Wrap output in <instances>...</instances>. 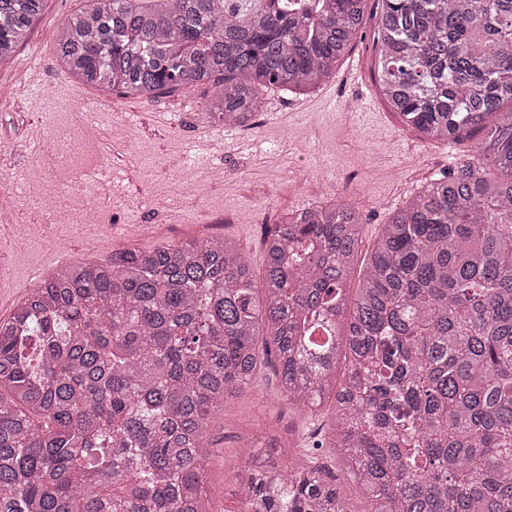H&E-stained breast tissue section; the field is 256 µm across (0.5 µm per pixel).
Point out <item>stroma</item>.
<instances>
[{"label": "stroma", "instance_id": "35a3bbf8", "mask_svg": "<svg viewBox=\"0 0 512 512\" xmlns=\"http://www.w3.org/2000/svg\"><path fill=\"white\" fill-rule=\"evenodd\" d=\"M87 0H45L40 17L26 41L16 49L12 63L0 66V83L20 84L29 68H38L40 84L31 95L16 102L0 100V177H9L0 189L4 208L29 210L34 199L32 183L48 175V157L34 154L31 134L57 127L76 132L73 168L84 172L100 158L120 160V176L97 195L64 194L55 210L37 220L40 231H59L74 238L75 250L53 255L41 239L25 237L14 245L5 262L10 275L0 284V319L29 294L39 279L65 265L100 262L112 252L131 247L177 245L208 234L243 250L250 262L255 284H262L265 253L264 231L282 212L302 211L320 202L309 184L327 175L342 186L345 197L363 213L365 245H372L387 214L419 190L422 182L455 168L458 144H427L404 130L378 90L373 70L370 33L359 35L350 59L362 62L360 89L332 81L307 95L269 93L259 111V125L249 132L233 128L224 134V151L196 156L197 133L206 124L199 118L205 87L179 95L144 102L131 96L105 93L81 83L59 64L54 51L55 34L72 13L85 9ZM363 93L368 111L349 116L344 105L355 93ZM112 114L96 136H88L77 113L85 103ZM161 118H154L156 109ZM148 113L142 137L134 143L126 137L124 113ZM255 146L240 154L242 136ZM192 156L197 177L184 179L169 173L173 155ZM224 164L235 175L232 187L218 190L205 177L207 168ZM298 175L300 184H285L282 192L267 198L273 169ZM170 200L176 209L169 215L156 202ZM91 206L93 229L64 226V216L81 205ZM327 415H307L282 391L273 355L263 356L258 377L228 398L214 416L208 432L209 454L204 462V489L208 512H243L237 495L240 473L248 463L265 464L284 472L320 463L336 473V488L347 512H366L359 494L332 453L313 452V434ZM250 455H243V446Z\"/></svg>", "mask_w": 512, "mask_h": 512}]
</instances>
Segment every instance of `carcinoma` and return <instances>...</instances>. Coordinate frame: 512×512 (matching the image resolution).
Segmentation results:
<instances>
[{
  "mask_svg": "<svg viewBox=\"0 0 512 512\" xmlns=\"http://www.w3.org/2000/svg\"><path fill=\"white\" fill-rule=\"evenodd\" d=\"M44 0H0V64ZM55 52L85 85L153 101L212 87L246 125L272 88L335 75L369 0H90ZM380 92L429 143L480 134L391 214L364 259L351 203L265 232V301L224 239L53 272L0 320V512H206V432L259 342L369 512H512V0H377ZM345 371L332 378L338 356ZM321 465L239 475L245 512H346Z\"/></svg>",
  "mask_w": 512,
  "mask_h": 512,
  "instance_id": "1",
  "label": "carcinoma"
}]
</instances>
